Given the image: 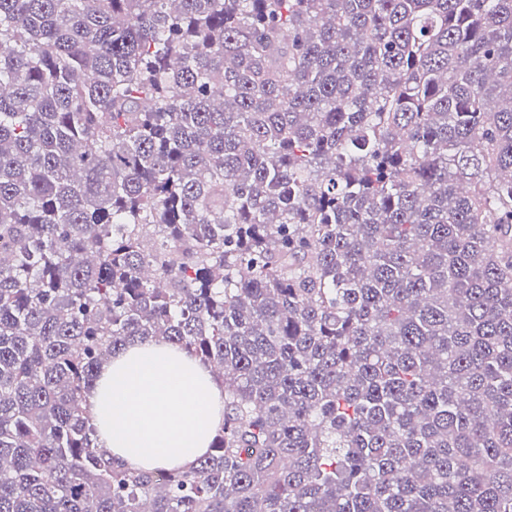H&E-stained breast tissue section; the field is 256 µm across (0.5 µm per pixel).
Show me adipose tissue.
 Listing matches in <instances>:
<instances>
[{"instance_id":"1","label":"adipose tissue","mask_w":512,"mask_h":512,"mask_svg":"<svg viewBox=\"0 0 512 512\" xmlns=\"http://www.w3.org/2000/svg\"><path fill=\"white\" fill-rule=\"evenodd\" d=\"M98 443L115 463L195 466L224 417V389L201 362L164 341L113 357L87 398Z\"/></svg>"}]
</instances>
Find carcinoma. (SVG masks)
<instances>
[{
    "label": "carcinoma",
    "mask_w": 512,
    "mask_h": 512,
    "mask_svg": "<svg viewBox=\"0 0 512 512\" xmlns=\"http://www.w3.org/2000/svg\"><path fill=\"white\" fill-rule=\"evenodd\" d=\"M147 340L189 470L96 444ZM0 512H512V0H0ZM99 447L115 463L190 469L224 417V388L209 369L164 341L112 358L87 398Z\"/></svg>",
    "instance_id": "1"
}]
</instances>
